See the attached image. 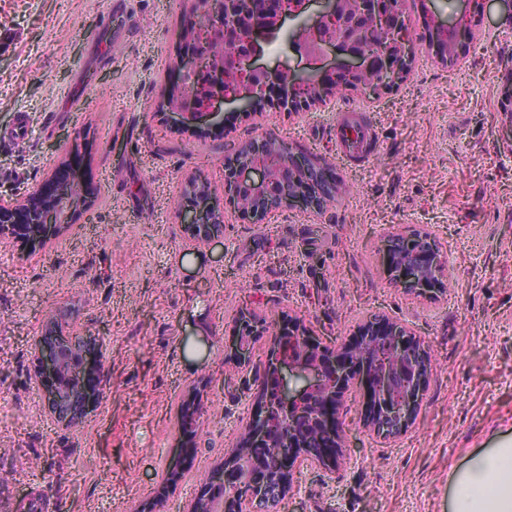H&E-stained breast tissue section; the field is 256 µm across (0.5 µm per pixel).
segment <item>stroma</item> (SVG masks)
Returning <instances> with one entry per match:
<instances>
[{"label": "stroma", "mask_w": 512, "mask_h": 512, "mask_svg": "<svg viewBox=\"0 0 512 512\" xmlns=\"http://www.w3.org/2000/svg\"><path fill=\"white\" fill-rule=\"evenodd\" d=\"M468 9L407 0L392 85L188 130L167 94L195 0H0V130L29 118L25 141L0 145V198L64 171L95 188L43 245L0 240V512H190L254 416L271 334L238 365L244 316L297 321L331 348L380 316L431 355L399 437L370 430L368 392L345 395L341 460L294 463L281 512H448L452 469L512 441V24L504 0ZM464 14L474 39L437 60L427 19ZM341 112L373 125L369 162L337 156ZM266 135L325 163L335 200L239 219L225 166ZM192 180L224 210L223 235L196 247L178 218ZM417 232L445 256L442 292L406 291L389 270V235ZM51 323L107 347L104 394L70 428L29 382Z\"/></svg>", "instance_id": "obj_1"}]
</instances>
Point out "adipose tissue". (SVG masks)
Listing matches in <instances>:
<instances>
[{
	"instance_id": "1",
	"label": "adipose tissue",
	"mask_w": 512,
	"mask_h": 512,
	"mask_svg": "<svg viewBox=\"0 0 512 512\" xmlns=\"http://www.w3.org/2000/svg\"><path fill=\"white\" fill-rule=\"evenodd\" d=\"M450 481L452 512H512V444L474 454Z\"/></svg>"
}]
</instances>
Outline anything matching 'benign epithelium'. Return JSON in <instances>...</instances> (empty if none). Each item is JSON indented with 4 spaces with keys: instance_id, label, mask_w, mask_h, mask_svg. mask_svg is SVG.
<instances>
[{
    "instance_id": "benign-epithelium-1",
    "label": "benign epithelium",
    "mask_w": 512,
    "mask_h": 512,
    "mask_svg": "<svg viewBox=\"0 0 512 512\" xmlns=\"http://www.w3.org/2000/svg\"><path fill=\"white\" fill-rule=\"evenodd\" d=\"M274 14L257 26L248 19L254 8L252 0H207L198 10L197 23L206 28L205 38L180 58L175 69L196 87V95L170 102L171 111L186 126L215 125L223 119V108L234 104L245 115L253 102L265 97L273 85L283 88V101L311 107L324 101L327 94L342 90L375 88L400 77L407 67L410 36L404 22V0H275ZM316 11H311L312 6ZM295 22V51L309 64L297 72L288 68L271 74L258 64L261 37L274 36L285 21ZM429 24L440 38L434 41V54L440 60L451 59L462 49L460 33L464 23L448 25L430 17ZM388 32L391 48L370 51L373 28ZM337 54L336 66L321 67L327 51ZM378 64L381 80L354 81L352 76L370 73L371 61ZM275 137L252 141L240 150L241 158L234 174L225 179L230 186L226 193L237 204L241 217L251 224L260 223L270 213L268 202L276 199L282 208L298 201L317 208L322 199L289 188L290 172L301 170V179H314L325 192L335 193L336 185L317 168L310 173L303 169L298 153L287 163L275 164L268 157L266 142ZM64 212L52 208L42 212L40 223L68 226L73 221L75 198L65 194ZM25 204L0 200V239L17 238L13 216L24 212ZM181 222L187 225L189 237L204 243L224 232V214L219 204L207 198L196 209L182 211ZM404 251L391 247L390 268L403 288L436 293L445 288V261L427 235L413 234L399 238ZM266 370L276 374L275 394L260 393L258 407L244 437L255 448L287 449L288 456L310 458L312 449L298 454L293 436L298 430L320 419L322 404L342 400L353 387V381L364 384L370 394L372 417H393L405 425L414 415L428 368L410 369L404 355L412 334L398 324L369 321L361 329L357 342L336 348L331 367L324 366L321 356L311 354L315 342L301 325L294 323L288 338L273 329ZM88 341L66 336L54 326L40 336L34 350V383L49 395L51 414L67 425L79 423L90 406L103 395L104 358L90 366L73 355H85ZM254 461L241 448H236L224 466V497L205 496L195 504L193 512H223V500L235 504V512H250L247 497L259 490L250 472Z\"/></svg>"
}]
</instances>
